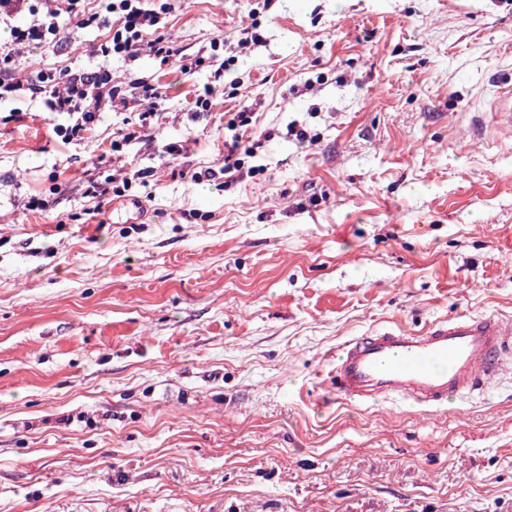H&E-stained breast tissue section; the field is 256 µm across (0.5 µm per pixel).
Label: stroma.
I'll use <instances>...</instances> for the list:
<instances>
[{
  "label": "stroma",
  "mask_w": 512,
  "mask_h": 512,
  "mask_svg": "<svg viewBox=\"0 0 512 512\" xmlns=\"http://www.w3.org/2000/svg\"><path fill=\"white\" fill-rule=\"evenodd\" d=\"M169 2L165 35L220 42L223 71L91 55L106 0L11 64L30 87L0 102V512H512V371L432 411L328 386L370 329L512 323V132L472 131L488 74L512 77V0ZM102 67L167 111L128 150L148 186L90 198L139 106L66 144L31 87ZM240 112L271 137L232 179Z\"/></svg>",
  "instance_id": "35a3bbf8"
}]
</instances>
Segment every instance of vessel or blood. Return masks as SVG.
I'll return each instance as SVG.
<instances>
[{
  "label": "vessel or blood",
  "mask_w": 512,
  "mask_h": 512,
  "mask_svg": "<svg viewBox=\"0 0 512 512\" xmlns=\"http://www.w3.org/2000/svg\"><path fill=\"white\" fill-rule=\"evenodd\" d=\"M497 91L478 131L512 129V81ZM512 365V326L493 314L458 315L419 332L381 328L346 341L336 355L340 398L371 404L399 397L425 409L482 391Z\"/></svg>",
  "instance_id": "1"
}]
</instances>
